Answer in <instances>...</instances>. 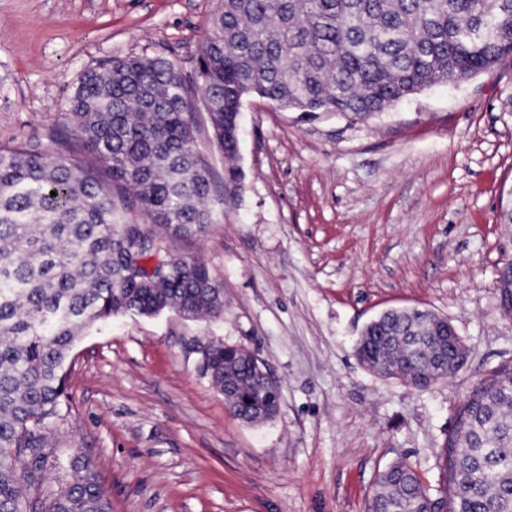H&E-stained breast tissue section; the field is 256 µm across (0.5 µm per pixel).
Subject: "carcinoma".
Returning a JSON list of instances; mask_svg holds the SVG:
<instances>
[{"label": "carcinoma", "instance_id": "cac0c4a2", "mask_svg": "<svg viewBox=\"0 0 512 512\" xmlns=\"http://www.w3.org/2000/svg\"><path fill=\"white\" fill-rule=\"evenodd\" d=\"M512 56V0H222L186 79L163 57L87 70L64 120L65 152L0 147V512H112L91 466L50 501L41 495L48 438L66 406L64 364L86 330L119 314L187 320L224 313L197 258L162 255L160 231L188 238L213 223L210 158L196 138L206 112L214 149L239 152L243 100L310 115L374 116L422 89ZM56 195H51V192ZM370 368L427 388L464 367L448 320L389 311L366 326ZM232 414L262 393L265 371L218 339L199 355ZM235 380L224 390V377ZM451 494L432 497L403 461L380 471L367 512H512V364L465 397L442 448Z\"/></svg>", "mask_w": 512, "mask_h": 512}]
</instances>
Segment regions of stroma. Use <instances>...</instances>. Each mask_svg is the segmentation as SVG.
Segmentation results:
<instances>
[{"label":"stroma","instance_id":"1","mask_svg":"<svg viewBox=\"0 0 512 512\" xmlns=\"http://www.w3.org/2000/svg\"><path fill=\"white\" fill-rule=\"evenodd\" d=\"M220 0H0V145L71 141L62 116L102 61L163 56L193 74ZM234 198L204 232L164 237L224 288V315L116 316L66 362L46 496L80 454L112 512H366L379 470L405 461L438 492V453L468 391L512 362L498 270L512 259V57L351 123L251 96ZM448 318L466 365L425 390L354 349L388 309ZM251 350L279 387L249 425L198 369L196 340Z\"/></svg>","mask_w":512,"mask_h":512}]
</instances>
